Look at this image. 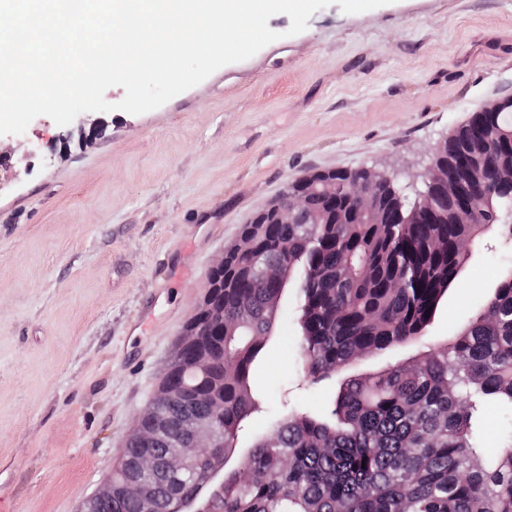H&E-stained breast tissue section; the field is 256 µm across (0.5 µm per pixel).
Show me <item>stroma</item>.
<instances>
[{
	"label": "stroma",
	"instance_id": "35a3bbf8",
	"mask_svg": "<svg viewBox=\"0 0 512 512\" xmlns=\"http://www.w3.org/2000/svg\"><path fill=\"white\" fill-rule=\"evenodd\" d=\"M161 107L95 113L103 132L34 118L0 136V497L78 512L121 460L135 419L243 224L313 170L416 181L472 112L512 97V0L331 5ZM500 227L480 240L430 327L469 320L498 281ZM280 315L252 383L323 415L335 380L296 371Z\"/></svg>",
	"mask_w": 512,
	"mask_h": 512
}]
</instances>
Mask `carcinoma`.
<instances>
[{
	"label": "carcinoma",
	"mask_w": 512,
	"mask_h": 512,
	"mask_svg": "<svg viewBox=\"0 0 512 512\" xmlns=\"http://www.w3.org/2000/svg\"><path fill=\"white\" fill-rule=\"evenodd\" d=\"M434 159L448 181L430 188L431 210L400 203L384 180L375 222L347 194L330 203L311 192L291 224L243 225L241 244L209 276L207 303L224 312V325L184 337L128 438L112 498H89L80 512H142L126 493L130 483L151 486L156 512H182L197 494L194 481L180 471H149L143 460L163 457L193 418L214 420L224 429V460L233 454L257 410L250 378L285 292L251 265L245 247L298 280L303 378L317 383L410 343L423 351L344 377L324 418L267 407V431L224 469L208 512H512V267L454 338L432 343L427 336L482 232L512 212V183L500 178L512 169V103L472 113ZM327 178L364 176L319 171L300 188ZM475 204L473 222H461L458 212ZM320 207L336 211V223H314ZM492 404L500 450L487 461L479 448Z\"/></svg>",
	"instance_id": "obj_1"
}]
</instances>
